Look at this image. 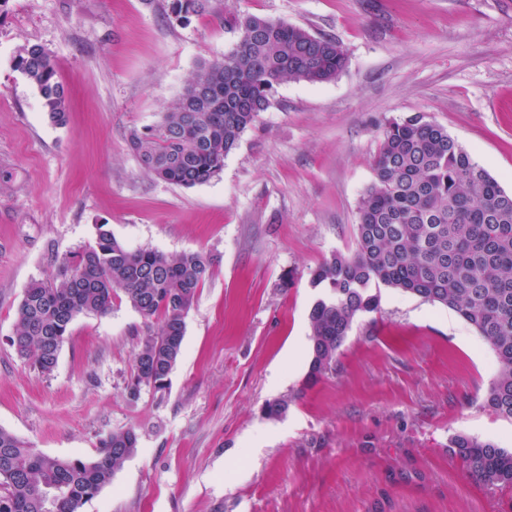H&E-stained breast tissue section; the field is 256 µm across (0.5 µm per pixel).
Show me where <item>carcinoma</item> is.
I'll list each match as a JSON object with an SVG mask.
<instances>
[{"instance_id":"1","label":"carcinoma","mask_w":512,"mask_h":512,"mask_svg":"<svg viewBox=\"0 0 512 512\" xmlns=\"http://www.w3.org/2000/svg\"><path fill=\"white\" fill-rule=\"evenodd\" d=\"M215 9L214 0L169 3L182 23ZM224 28L237 35L232 49L220 60L200 63L189 80L203 98L181 95L157 124L129 133V146L144 169L167 183L193 187L217 177L224 158L270 107L277 85L330 82L347 65L334 39L302 27L231 13L224 16ZM15 67L37 87L49 120L63 124L66 90L44 49L24 48ZM95 228V241L64 258L55 277L27 285L10 344L49 376L73 321L108 313L120 291L145 321L161 318L158 329L138 340L130 394L143 387L163 392L210 262L200 252L132 250L108 224ZM356 239L353 254L337 252L312 272V284L330 293L309 312L305 385L332 370L355 318L378 307L372 287L383 285L448 307L478 332L496 358L484 407L512 420V192L424 114L391 120L373 179L358 202ZM138 445V433L129 427L107 434L93 458L60 459L0 428V512H79L112 483ZM451 447L485 486L512 488V452L462 435Z\"/></svg>"}]
</instances>
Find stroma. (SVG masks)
I'll use <instances>...</instances> for the list:
<instances>
[{"mask_svg": "<svg viewBox=\"0 0 512 512\" xmlns=\"http://www.w3.org/2000/svg\"><path fill=\"white\" fill-rule=\"evenodd\" d=\"M167 2L0 6V428L81 459L136 429L137 453L80 512H512V490L474 480L450 448L467 435L512 449V421L483 406L494 353L453 310L380 287L335 369L305 385L308 316L327 294L311 272L353 253L389 120L425 114L512 192V0H220L187 24ZM227 12L332 37L347 66L279 85L214 179L157 180L128 135L230 50ZM27 45L67 89L64 125L14 66ZM100 223L129 248L212 262L165 392L129 394L146 326L121 297L72 323L52 375L9 344L29 282Z\"/></svg>", "mask_w": 512, "mask_h": 512, "instance_id": "obj_1", "label": "stroma"}]
</instances>
